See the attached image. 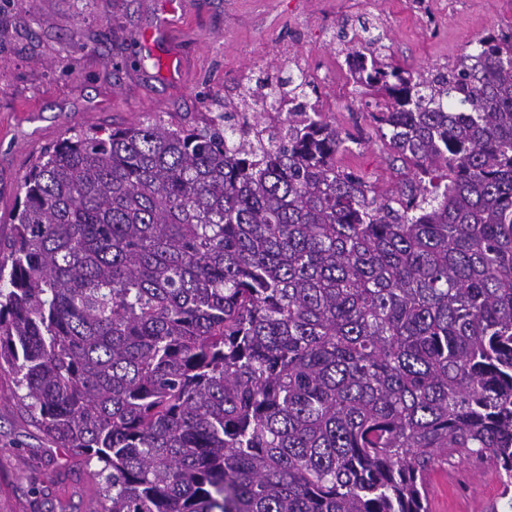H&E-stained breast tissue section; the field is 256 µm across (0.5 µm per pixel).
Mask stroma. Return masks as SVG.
Instances as JSON below:
<instances>
[{
	"mask_svg": "<svg viewBox=\"0 0 512 512\" xmlns=\"http://www.w3.org/2000/svg\"><path fill=\"white\" fill-rule=\"evenodd\" d=\"M346 19L376 25L394 62L424 72L511 23L512 0H0V239L25 175L68 133L156 117L192 128L241 86L284 83L296 58L331 70L320 106L359 140L338 164L394 187L368 97L333 68ZM149 36L173 72L152 67ZM14 390L0 371V512H52L60 500L100 512L90 465L47 440ZM437 512H512V490L495 477L483 496L443 495Z\"/></svg>",
	"mask_w": 512,
	"mask_h": 512,
	"instance_id": "1",
	"label": "stroma"
}]
</instances>
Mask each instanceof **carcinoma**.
Segmentation results:
<instances>
[{
	"mask_svg": "<svg viewBox=\"0 0 512 512\" xmlns=\"http://www.w3.org/2000/svg\"><path fill=\"white\" fill-rule=\"evenodd\" d=\"M362 31L394 190L337 164L356 139L301 75L25 176L0 371L102 512H430L450 448L512 482V24L425 74Z\"/></svg>",
	"mask_w": 512,
	"mask_h": 512,
	"instance_id": "1",
	"label": "carcinoma"
}]
</instances>
